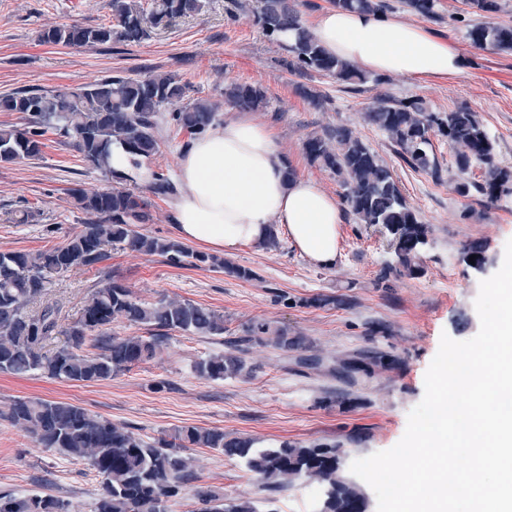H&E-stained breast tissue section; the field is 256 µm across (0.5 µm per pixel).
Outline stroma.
<instances>
[{"label": "stroma", "instance_id": "35a3bbf8", "mask_svg": "<svg viewBox=\"0 0 512 512\" xmlns=\"http://www.w3.org/2000/svg\"><path fill=\"white\" fill-rule=\"evenodd\" d=\"M252 0H203L200 11L152 29L139 43L71 48L44 43L53 26L112 21L110 0H0V95L21 89H73L108 76L131 78L153 73L177 75L193 98L210 100L227 113L221 90L231 81L264 89L268 105L253 113L270 127L289 165L312 178L328 194L343 189L336 176L312 164L303 143L339 126L354 130L385 161L398 179L410 207L432 228L424 255V272L411 278L379 277L390 259V246L377 227L355 223L343 213L339 254L333 267L314 265L279 232V249L243 245L228 253L233 264L251 269L246 281L208 268H180L165 257L115 249L109 272L146 300L169 295L209 307L224 316L220 337L170 331L158 358L100 384L62 382L44 376L0 373V406L18 397L68 401L150 439L181 426L218 428L255 445L283 440L306 446L337 443L339 476L350 478L353 460L395 446L407 416L424 396L426 370L440 338L457 341L475 336L480 327L474 301L482 280L502 265L512 239V198L478 202L451 190L456 169L448 144L433 137L443 182L411 169L395 147L362 114L381 92L402 100H422L433 112L459 107L476 112L497 142V159L512 166V52L475 48L469 25L492 21L512 25V0L492 14L462 15L460 0H440L433 20L391 4L387 15L425 26L453 41L467 60L465 71L448 80L419 82L401 75L383 76L351 92L325 73L302 75L288 69L286 51L268 41L254 24ZM322 106H314L311 95ZM41 159L0 163V251L37 252L63 242L79 229L83 215L71 189L106 188L100 172L87 168L63 138L47 133ZM150 205L151 223L141 232L175 237L172 198H159L136 185ZM35 220L20 223L23 212ZM478 241L485 263L475 269L463 261L464 245ZM98 269H77L57 281L49 297L65 315L76 318L98 287ZM254 322L287 326L304 337L301 352L283 353L247 345V377L205 380L194 372L201 357L226 351ZM379 348L396 365L348 382L332 369L341 355ZM319 358L314 368L299 357ZM202 487L225 499H251L257 512H317L321 498L316 481L299 478L285 491L270 494L264 482L240 461L210 448H190ZM100 479L86 465L41 448L32 438L0 420V493H49L70 501L74 512H94Z\"/></svg>", "mask_w": 512, "mask_h": 512}]
</instances>
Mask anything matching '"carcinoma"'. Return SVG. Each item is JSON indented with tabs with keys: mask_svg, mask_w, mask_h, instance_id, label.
I'll use <instances>...</instances> for the list:
<instances>
[{
	"mask_svg": "<svg viewBox=\"0 0 512 512\" xmlns=\"http://www.w3.org/2000/svg\"><path fill=\"white\" fill-rule=\"evenodd\" d=\"M409 10L437 16L438 0H401ZM343 10L382 13L388 0H331ZM471 12L496 13L499 0H462ZM108 26L74 23L43 31L48 44L86 48L112 43H139L150 29L202 9V0H111ZM253 17L263 35L278 42L282 31L294 33L282 45L292 65L305 73H326L349 85L381 79L355 65L329 55L315 40L301 17L297 0H256ZM471 44L480 49L512 52V26L479 23L467 30ZM189 85L173 74L142 78L107 77L67 91H20L0 96V112H16L21 122L0 127V162L38 160L43 136L50 130L67 143L93 170L111 179L112 186L87 192L70 191L74 206L85 215L78 231L57 247L36 253L0 252V372L18 376L44 375L65 382L97 383L132 367L156 359L163 350L161 336H112V323L198 336L224 335V315L190 300L160 297L141 299L122 282L106 276L84 306L80 318L64 323L61 307L46 296L55 280L77 268L106 270L111 250L130 249L161 255L176 267L224 270L250 280L252 270L213 255L198 252L168 238L149 236L138 225L151 220L148 203L127 187L131 176L112 169V146L119 145L138 167L159 149L158 127L164 119L179 132L204 133L218 121V107L191 99ZM224 101L247 111L268 105L265 91L248 83H230L222 89ZM364 121L383 131L398 147L401 159L439 180L442 169L433 152L432 137L448 142L456 167L452 191L465 198L498 200L512 197V167L496 161L495 141L476 113L466 107L431 112L423 101L397 100L380 94L363 113ZM310 162L340 180L343 201L358 224L377 226L392 251L383 278L416 277L423 272V253L430 245L431 229L409 206L399 182L378 154L352 129L339 126L324 136L305 140ZM481 169V177L471 176ZM158 197L175 194L174 182L156 172L150 184ZM247 340L284 353L303 348V338L269 322L245 327ZM62 333L64 344L53 350L46 344ZM92 342L94 353L85 351ZM388 354L373 350L349 354L336 362V376L354 381L388 364ZM210 380L243 377L250 373L245 360L232 353L210 355L194 366ZM0 419L30 435L41 447L83 462L101 478L95 512H170L171 503L183 498L187 486L198 479L186 448H210L243 463L247 471L277 491L293 479L314 478L323 487L320 512H366V499L357 486L337 476L338 449L334 445L298 446L283 441L256 448L252 440L228 437L216 428L184 426L152 442L125 425L113 423L85 408L65 401L17 398ZM0 512H72L70 502L52 494L18 496L0 493ZM192 512H256L248 500L229 503L224 497L199 489Z\"/></svg>",
	"mask_w": 512,
	"mask_h": 512,
	"instance_id": "cac0c4a2",
	"label": "carcinoma"
}]
</instances>
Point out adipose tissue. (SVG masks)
Returning <instances> with one entry per match:
<instances>
[{
  "label": "adipose tissue",
  "instance_id": "ef3b65f1",
  "mask_svg": "<svg viewBox=\"0 0 512 512\" xmlns=\"http://www.w3.org/2000/svg\"><path fill=\"white\" fill-rule=\"evenodd\" d=\"M312 31L330 54L369 72L422 81L463 69L454 44L423 26L378 14L332 8ZM285 168L265 126L238 116L211 127L178 158L173 206L179 237L221 253L264 244L278 224L313 264L334 265L342 222L338 202L309 177L286 180Z\"/></svg>",
  "mask_w": 512,
  "mask_h": 512
}]
</instances>
